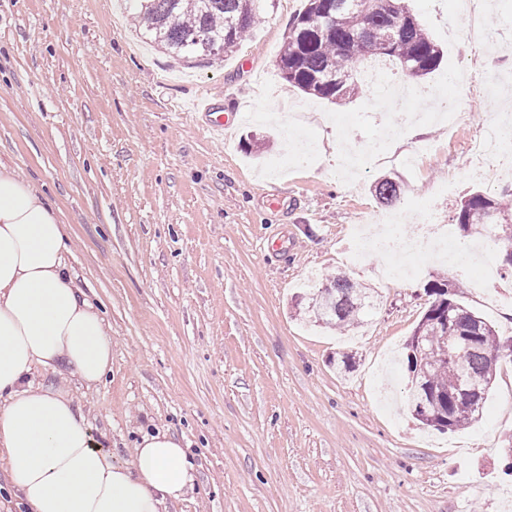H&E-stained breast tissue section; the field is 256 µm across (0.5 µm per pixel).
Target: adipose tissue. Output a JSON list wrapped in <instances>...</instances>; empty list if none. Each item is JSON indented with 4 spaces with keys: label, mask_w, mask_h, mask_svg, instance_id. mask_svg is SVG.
<instances>
[{
    "label": "adipose tissue",
    "mask_w": 512,
    "mask_h": 512,
    "mask_svg": "<svg viewBox=\"0 0 512 512\" xmlns=\"http://www.w3.org/2000/svg\"><path fill=\"white\" fill-rule=\"evenodd\" d=\"M55 206L0 164V459L30 512H164L194 483L180 440L143 435L113 463L72 400L33 384L40 366L96 386L112 365L100 313L73 285Z\"/></svg>",
    "instance_id": "1"
}]
</instances>
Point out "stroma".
I'll return each mask as SVG.
<instances>
[{
  "mask_svg": "<svg viewBox=\"0 0 512 512\" xmlns=\"http://www.w3.org/2000/svg\"><path fill=\"white\" fill-rule=\"evenodd\" d=\"M306 0H263L260 20L223 63L187 65L133 24L128 0H0V162L63 213L73 281L112 337V366L86 387L41 368L34 382L69 392L113 462L129 463L142 433L181 440L194 486L167 512H512V359H502L483 415L454 433L415 420L402 351L437 281L501 336L512 303L461 268L432 260L385 280L384 258L345 254L354 225L435 199L450 237L455 216L487 185L470 156L486 125L512 110V0L482 9L469 37L451 0H408L443 51L419 87L448 84L460 113L429 120L412 95L369 107L289 85L278 64L288 22ZM459 76L449 83V73ZM264 113L227 138L202 126L194 100ZM423 116V134L396 128ZM401 188L382 204L381 179ZM501 266L504 247L470 238ZM343 273L374 304L348 332L309 322L316 288ZM352 356L355 368L336 360Z\"/></svg>",
  "mask_w": 512,
  "mask_h": 512,
  "instance_id": "1",
  "label": "stroma"
}]
</instances>
